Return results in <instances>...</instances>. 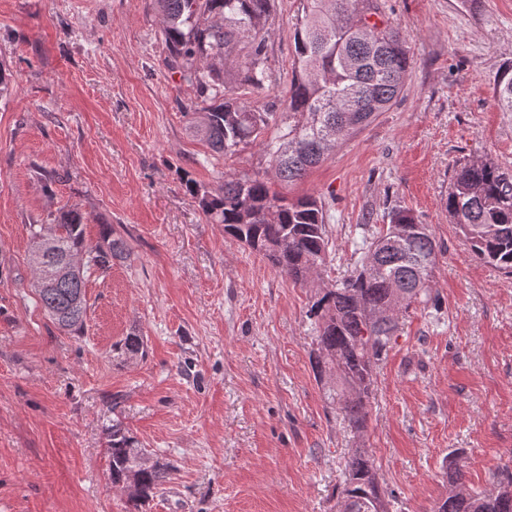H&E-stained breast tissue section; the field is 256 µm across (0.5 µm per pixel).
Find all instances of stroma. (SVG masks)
<instances>
[{"label":"stroma","mask_w":512,"mask_h":512,"mask_svg":"<svg viewBox=\"0 0 512 512\" xmlns=\"http://www.w3.org/2000/svg\"><path fill=\"white\" fill-rule=\"evenodd\" d=\"M299 0H277L272 86L291 77ZM412 65L395 104L289 189L330 215L331 283L396 207L440 255L435 310L400 314L364 431L311 367L314 284H297L209 222L190 185L268 170L260 147L212 158L167 69L154 0H0V512H127L109 479L120 420L169 480L143 512H339L346 461L373 459L393 512H431L464 481L512 472V279L475 259L445 201L459 163L512 170V0H385ZM75 209L88 244L111 225L124 262L86 282L83 335L60 331L32 286L29 227ZM145 359L112 345L131 332ZM494 93L500 111L512 112V64L503 66L497 72Z\"/></svg>","instance_id":"obj_1"}]
</instances>
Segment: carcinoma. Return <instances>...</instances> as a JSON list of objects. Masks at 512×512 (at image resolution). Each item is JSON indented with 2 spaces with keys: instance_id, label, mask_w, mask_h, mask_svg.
I'll list each match as a JSON object with an SVG mask.
<instances>
[{
  "instance_id": "cac0c4a2",
  "label": "carcinoma",
  "mask_w": 512,
  "mask_h": 512,
  "mask_svg": "<svg viewBox=\"0 0 512 512\" xmlns=\"http://www.w3.org/2000/svg\"><path fill=\"white\" fill-rule=\"evenodd\" d=\"M167 44L166 67L180 73L194 91L190 105L194 127L219 157H231L259 143L272 176L224 173V184L201 194L199 204L224 232L272 263L295 283L320 279L331 245L330 217L313 196L288 200L272 181L290 184L320 164L338 144L369 126L376 113L389 109L400 94L412 59L401 32L390 25L359 26L363 12L383 15L379 0H301L302 15L292 32L294 62L286 111L258 108L248 96L269 89L271 68L264 36L275 14V0H155ZM494 93L502 112H512V64L496 74ZM351 104L355 112H346ZM288 151H281L283 144ZM449 216L481 261L512 278V173L489 159L457 166L450 177ZM409 225L402 249L362 240L360 258L343 279L319 283L313 302L316 379H329L328 399L349 426L367 421L376 367L396 341L399 313L436 301L434 274L422 262L439 253L428 225L405 210L390 224ZM30 250L41 251L35 289L38 303L62 330L80 333L87 319L86 280L91 269L106 270L127 258L111 226L93 248L85 239L84 217L71 210L60 223L31 224ZM87 256L84 269L67 277L59 270ZM112 350L128 359L145 358L143 337L130 333ZM144 449L120 421H112L107 453L112 485L138 486L127 503L137 512L166 482L168 470L141 463ZM343 512H389L376 467L364 451L349 458L341 490ZM432 512H512V478L491 492L469 489L456 454L448 460V496Z\"/></svg>"
}]
</instances>
